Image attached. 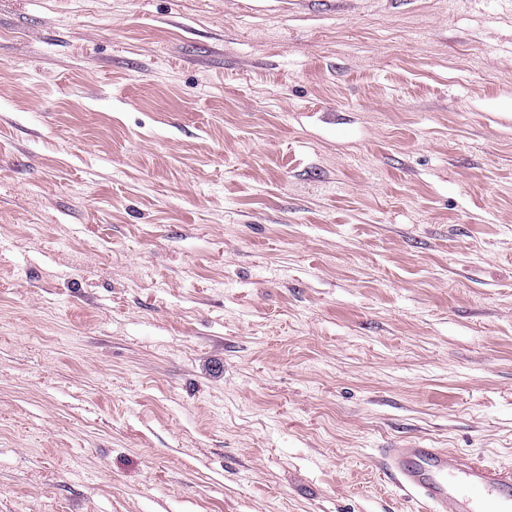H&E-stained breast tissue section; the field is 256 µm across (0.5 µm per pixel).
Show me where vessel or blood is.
I'll return each mask as SVG.
<instances>
[{"label":"vessel or blood","mask_w":512,"mask_h":512,"mask_svg":"<svg viewBox=\"0 0 512 512\" xmlns=\"http://www.w3.org/2000/svg\"><path fill=\"white\" fill-rule=\"evenodd\" d=\"M381 455L387 475L426 512H512V469L409 443Z\"/></svg>","instance_id":"1"}]
</instances>
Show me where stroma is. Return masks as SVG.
Wrapping results in <instances>:
<instances>
[{"label":"stroma","instance_id":"obj_1","mask_svg":"<svg viewBox=\"0 0 512 512\" xmlns=\"http://www.w3.org/2000/svg\"><path fill=\"white\" fill-rule=\"evenodd\" d=\"M512 469V0H0V512H420ZM386 474L429 512H511L512 469L450 448H384Z\"/></svg>","mask_w":512,"mask_h":512}]
</instances>
